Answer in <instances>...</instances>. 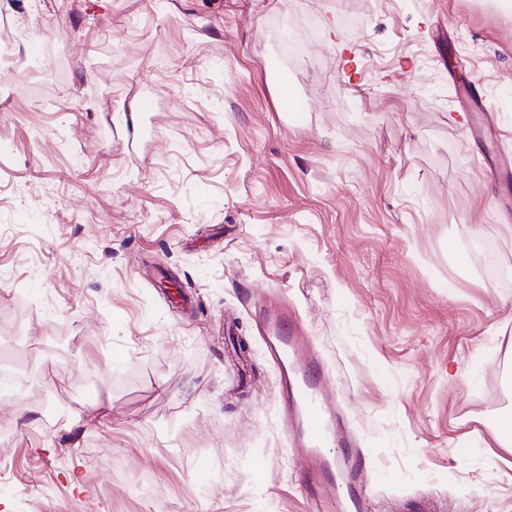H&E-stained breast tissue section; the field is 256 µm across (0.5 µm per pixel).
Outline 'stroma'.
Here are the masks:
<instances>
[{"instance_id": "35a3bbf8", "label": "stroma", "mask_w": 512, "mask_h": 512, "mask_svg": "<svg viewBox=\"0 0 512 512\" xmlns=\"http://www.w3.org/2000/svg\"><path fill=\"white\" fill-rule=\"evenodd\" d=\"M0 48V512H306L283 299L374 512H512V11L0 0Z\"/></svg>"}]
</instances>
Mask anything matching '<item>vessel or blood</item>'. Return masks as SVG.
I'll return each instance as SVG.
<instances>
[{
    "instance_id": "1",
    "label": "vessel or blood",
    "mask_w": 512,
    "mask_h": 512,
    "mask_svg": "<svg viewBox=\"0 0 512 512\" xmlns=\"http://www.w3.org/2000/svg\"><path fill=\"white\" fill-rule=\"evenodd\" d=\"M269 326L273 330L270 348L291 372L285 393L288 414L298 428L296 445L317 470L309 492V512H362L364 501L354 490L352 471L337 468L324 454L326 447L342 445L343 440L323 398L322 365L315 356L304 353V339L297 335L287 313L271 316Z\"/></svg>"
}]
</instances>
